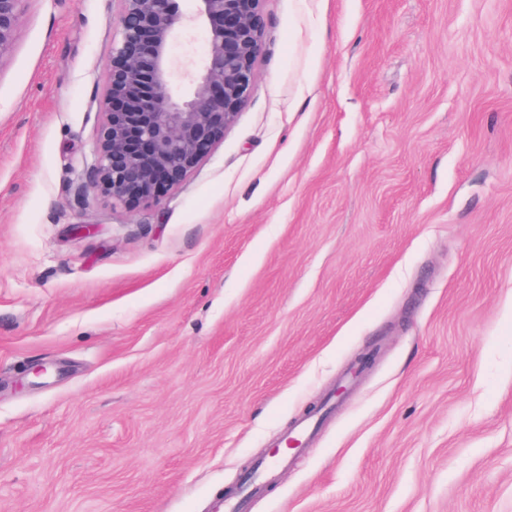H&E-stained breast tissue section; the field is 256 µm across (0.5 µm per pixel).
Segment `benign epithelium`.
<instances>
[{
    "instance_id": "1",
    "label": "benign epithelium",
    "mask_w": 512,
    "mask_h": 512,
    "mask_svg": "<svg viewBox=\"0 0 512 512\" xmlns=\"http://www.w3.org/2000/svg\"><path fill=\"white\" fill-rule=\"evenodd\" d=\"M25 0H0V58L12 47ZM91 189L114 203L155 200L181 182L224 137L247 101L262 49L264 0H119ZM200 25L205 47L191 69L175 63L173 41Z\"/></svg>"
}]
</instances>
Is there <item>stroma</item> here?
I'll use <instances>...</instances> for the list:
<instances>
[{
  "label": "stroma",
  "instance_id": "stroma-1",
  "mask_svg": "<svg viewBox=\"0 0 512 512\" xmlns=\"http://www.w3.org/2000/svg\"><path fill=\"white\" fill-rule=\"evenodd\" d=\"M119 15L25 0L0 58V512H212L363 351L249 512H512V0H265L132 207L88 189Z\"/></svg>",
  "mask_w": 512,
  "mask_h": 512
}]
</instances>
